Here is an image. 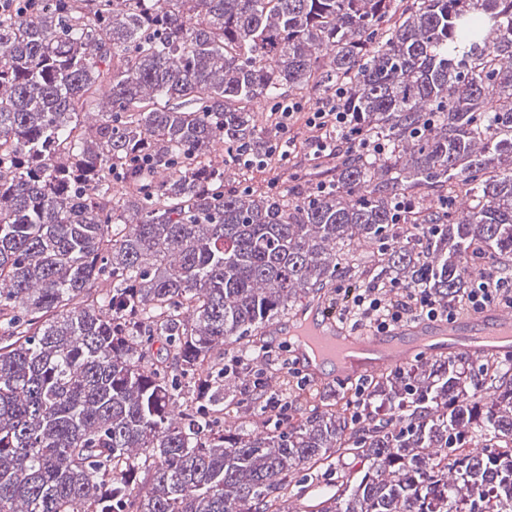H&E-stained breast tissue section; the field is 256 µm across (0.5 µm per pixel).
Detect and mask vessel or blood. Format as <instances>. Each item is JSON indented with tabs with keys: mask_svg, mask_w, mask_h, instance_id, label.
Masks as SVG:
<instances>
[{
	"mask_svg": "<svg viewBox=\"0 0 512 512\" xmlns=\"http://www.w3.org/2000/svg\"><path fill=\"white\" fill-rule=\"evenodd\" d=\"M287 337L299 365L314 380L368 378L436 353L463 351L473 357L512 352V310L489 306L452 321L419 320L391 331L349 329L329 310L319 291L295 315L262 328Z\"/></svg>",
	"mask_w": 512,
	"mask_h": 512,
	"instance_id": "1",
	"label": "vessel or blood"
}]
</instances>
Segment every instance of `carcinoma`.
Here are the masks:
<instances>
[{
	"mask_svg": "<svg viewBox=\"0 0 512 512\" xmlns=\"http://www.w3.org/2000/svg\"><path fill=\"white\" fill-rule=\"evenodd\" d=\"M338 86L384 157L343 154L312 197L224 192L205 157L263 141L255 102ZM509 157L512 0L0 13V512H280L331 455L356 471L308 512H512V366L439 358L369 382L384 417L348 419L346 392L255 434L212 419L224 368L205 366L336 280L329 251L356 236L378 244L369 280L444 301L470 287L476 241L512 275ZM446 194L466 206L426 202ZM402 199L432 226L417 251L392 244ZM157 339L170 374L146 361Z\"/></svg>",
	"mask_w": 512,
	"mask_h": 512,
	"instance_id": "1",
	"label": "carcinoma"
}]
</instances>
